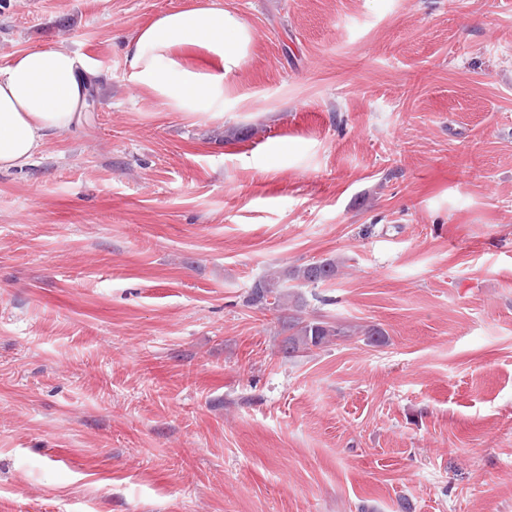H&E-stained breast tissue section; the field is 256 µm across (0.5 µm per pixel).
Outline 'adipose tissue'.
<instances>
[{"instance_id":"1","label":"adipose tissue","mask_w":512,"mask_h":512,"mask_svg":"<svg viewBox=\"0 0 512 512\" xmlns=\"http://www.w3.org/2000/svg\"><path fill=\"white\" fill-rule=\"evenodd\" d=\"M254 32L221 0H193L139 27L123 45L133 83L174 110L224 116L227 78L247 61ZM97 72L65 45L32 47L0 66V170L26 165L51 137L82 124Z\"/></svg>"}]
</instances>
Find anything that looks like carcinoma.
Instances as JSON below:
<instances>
[{"mask_svg":"<svg viewBox=\"0 0 512 512\" xmlns=\"http://www.w3.org/2000/svg\"><path fill=\"white\" fill-rule=\"evenodd\" d=\"M342 262L325 258L294 268L286 277L296 280L302 287L314 288L337 278ZM249 302L257 308L273 306L290 311L283 327L288 335L282 339L280 350L284 356L295 358L313 349H320L338 336L349 333L347 327L331 324L319 319H305L301 316L304 299L296 292L284 287L281 277L268 274L253 282Z\"/></svg>","mask_w":512,"mask_h":512,"instance_id":"1","label":"carcinoma"}]
</instances>
